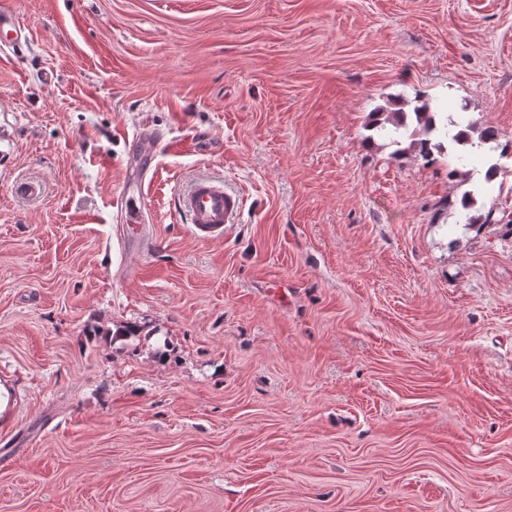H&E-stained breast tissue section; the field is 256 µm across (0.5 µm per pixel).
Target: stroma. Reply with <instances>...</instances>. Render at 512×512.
Here are the masks:
<instances>
[{"label": "stroma", "mask_w": 512, "mask_h": 512, "mask_svg": "<svg viewBox=\"0 0 512 512\" xmlns=\"http://www.w3.org/2000/svg\"><path fill=\"white\" fill-rule=\"evenodd\" d=\"M0 8V512H512V232L366 128L511 140L512 0ZM201 175L245 198L209 239ZM416 103L412 112H406L404 106L408 105L406 99H398L394 105L400 107L388 110L378 108L371 113V120L367 124L370 131H376L388 137L389 145L396 146L394 154H400L407 150L414 152L426 164L435 162V153L443 155L456 151L459 153L458 161L463 166L473 158L479 161L482 158L486 145L490 151L500 149V157L511 155L512 142L499 143L498 133L485 127L479 131L474 122H467L463 130L458 129L465 121L448 112H438L432 107L429 99L420 95L414 98ZM415 127L411 130V125ZM417 129L422 137H417ZM477 132V138L473 134ZM409 139L408 147L401 148L403 142ZM179 211L192 224L198 236L214 237L224 232V224H233L243 209V198L224 188V179L201 176L176 195ZM144 197L141 190L125 191L119 195L116 201H114V207L118 211L124 213L131 235H138L140 230V224L144 220Z\"/></svg>", "instance_id": "stroma-1"}]
</instances>
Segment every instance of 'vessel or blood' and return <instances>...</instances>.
I'll return each instance as SVG.
<instances>
[{"label": "vessel or blood", "instance_id": "obj_1", "mask_svg": "<svg viewBox=\"0 0 512 512\" xmlns=\"http://www.w3.org/2000/svg\"><path fill=\"white\" fill-rule=\"evenodd\" d=\"M143 201L141 192L128 190L122 192L115 202L134 235L138 234L144 219ZM176 202L193 232L203 237L223 234L225 225L234 223L243 208L240 194L226 189L223 179L212 176L195 178L177 193Z\"/></svg>", "mask_w": 512, "mask_h": 512}]
</instances>
